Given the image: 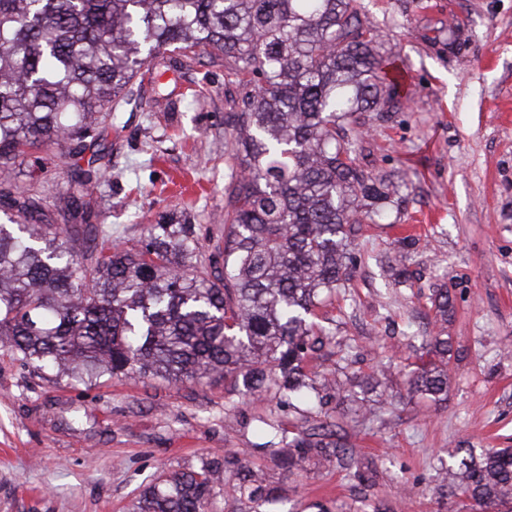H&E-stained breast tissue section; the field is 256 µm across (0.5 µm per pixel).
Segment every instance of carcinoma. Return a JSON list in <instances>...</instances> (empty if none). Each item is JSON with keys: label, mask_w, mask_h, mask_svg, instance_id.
<instances>
[{"label": "carcinoma", "mask_w": 512, "mask_h": 512, "mask_svg": "<svg viewBox=\"0 0 512 512\" xmlns=\"http://www.w3.org/2000/svg\"><path fill=\"white\" fill-rule=\"evenodd\" d=\"M380 35L358 0H0V166L45 145L78 157L128 102L138 68L201 47L224 60L231 130L224 162V271L198 269L192 225H150L138 249L100 236L83 201L101 170L75 166L61 207L45 224L39 199L0 179V347L54 377L107 376L170 383L230 377L243 396L270 394L296 409L316 390L304 369L321 337L311 320L323 294L349 279L362 224L381 218L391 185L361 163L348 137L365 112L400 96L379 54ZM441 329L422 344L407 394L448 396V289L430 296ZM352 457L321 425L288 442L280 458ZM449 487L465 512H512V448L448 453ZM233 502L263 512L281 496L238 456L198 472L161 474L132 512H208L222 475Z\"/></svg>", "instance_id": "carcinoma-1"}]
</instances>
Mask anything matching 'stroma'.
Segmentation results:
<instances>
[{"mask_svg": "<svg viewBox=\"0 0 512 512\" xmlns=\"http://www.w3.org/2000/svg\"><path fill=\"white\" fill-rule=\"evenodd\" d=\"M383 56L405 87L392 111L365 113L360 144L374 176L398 187L385 219L362 225L346 286L314 319L335 337L306 362L317 380L339 370L381 383L386 404L354 419L328 404L300 417L266 398L229 407L221 377L51 380L0 348V512H127L160 473L199 470L236 453L282 488L287 512H458L443 479L449 449L512 448V0H359ZM133 84L131 104L103 140L75 159L49 146L11 173L59 222L68 171L95 162L92 223L137 248L149 224L173 215L194 225L198 266L214 271L224 241V68L208 55L160 65ZM207 86L205 98L191 89ZM453 313L448 397H404L406 366L439 325L433 289ZM284 440L336 423L374 483L347 470L288 472L257 451L261 421Z\"/></svg>", "mask_w": 512, "mask_h": 512, "instance_id": "1", "label": "stroma"}]
</instances>
